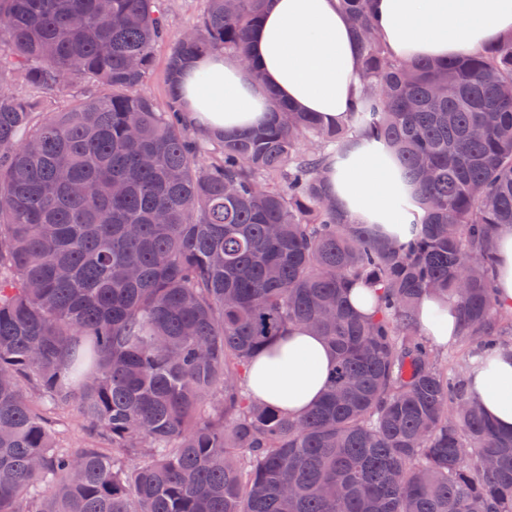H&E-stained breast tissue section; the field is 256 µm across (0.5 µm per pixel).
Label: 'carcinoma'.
<instances>
[{
  "instance_id": "cac0c4a2",
  "label": "carcinoma",
  "mask_w": 512,
  "mask_h": 512,
  "mask_svg": "<svg viewBox=\"0 0 512 512\" xmlns=\"http://www.w3.org/2000/svg\"><path fill=\"white\" fill-rule=\"evenodd\" d=\"M164 0H0V512H512V432L440 366L415 309L451 301L472 355L505 347L494 241L512 226V34L467 58L389 54L340 0L360 89L334 125L199 137L176 76L247 63L266 0H208L163 112L139 91ZM69 98L45 112L32 92ZM377 135L418 188L406 243L330 199L329 156ZM374 292L370 316L347 303ZM294 327L336 368L301 417L250 362ZM73 411L93 442L63 444Z\"/></svg>"
}]
</instances>
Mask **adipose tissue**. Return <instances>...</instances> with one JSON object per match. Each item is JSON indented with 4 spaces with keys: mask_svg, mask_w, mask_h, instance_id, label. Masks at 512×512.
<instances>
[{
    "mask_svg": "<svg viewBox=\"0 0 512 512\" xmlns=\"http://www.w3.org/2000/svg\"><path fill=\"white\" fill-rule=\"evenodd\" d=\"M374 9L382 40L401 59L464 57L512 33V0H374ZM356 44L338 0H269L251 39L262 81L221 52L193 60L179 78L187 122L206 137L247 130L269 119L277 97L334 124L357 90ZM325 176L332 200L350 218L378 225L386 238L411 239L415 214L395 211L393 200L414 189L403 184L395 157L372 136H360L332 159ZM496 255L497 304L512 311V227L500 229ZM416 321L441 346L460 332L452 305L431 295L420 299ZM333 368L325 340L294 329L251 362L246 380L257 399L301 416L321 399ZM468 378L483 411L512 431V351L475 358Z\"/></svg>",
    "mask_w": 512,
    "mask_h": 512,
    "instance_id": "1",
    "label": "adipose tissue"
}]
</instances>
